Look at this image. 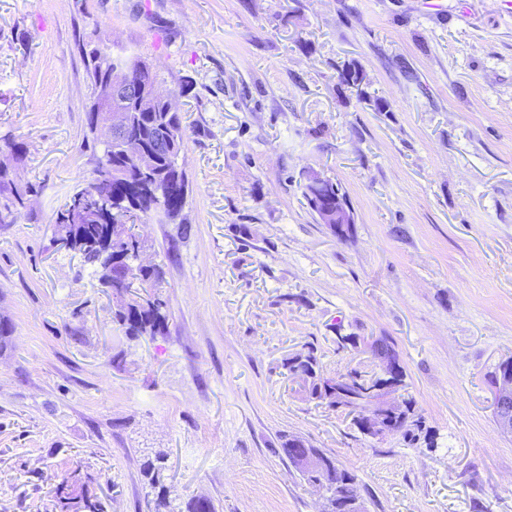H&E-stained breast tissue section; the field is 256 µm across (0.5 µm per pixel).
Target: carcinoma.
<instances>
[{
  "label": "carcinoma",
  "instance_id": "obj_1",
  "mask_svg": "<svg viewBox=\"0 0 512 512\" xmlns=\"http://www.w3.org/2000/svg\"><path fill=\"white\" fill-rule=\"evenodd\" d=\"M78 49L89 78V90L93 92L97 85L111 80L114 64L125 65V77L140 90V95L124 104L131 115L124 137L137 142L151 155L152 164L143 169L117 147L104 145L95 156L87 186L73 193L64 208L57 212L55 224L60 238L74 239L72 250L96 268L103 286L112 289L115 319L125 335L130 339L162 335L168 328L167 315L162 312L164 301L158 298L143 304L127 298L134 282L151 283L159 278L156 267L139 262L142 241L128 223L142 217L150 218L160 204L170 221H176L181 215L187 198L186 176L178 164L185 147L183 115L152 96L160 75L147 58L139 54L112 52L96 28L79 37ZM105 114L101 103L87 107V134L93 133L94 125ZM0 142L15 156L17 163L25 161L26 143L11 134L0 136ZM338 191L339 186L327 180L316 187L304 188L303 195L309 208L315 212L319 202L336 199ZM40 192V184L27 182L19 185L14 179V169L0 165V224L15 223L27 210L26 199ZM367 348L375 355L400 360L394 344L386 337L372 340L367 343ZM303 355L305 360L300 363L292 357L284 359L282 367L287 370L288 378L299 385L306 400H327L330 406L342 408L350 414L362 406L354 371L343 375L345 383L339 388L337 401L332 402L315 348L308 347ZM394 420L408 444L434 447L431 428L426 426L425 419L417 411L413 397L402 396L401 409ZM322 458L325 476L333 485V494L345 493L346 482H357L356 476L338 464L336 459L325 453ZM166 460L167 454L160 450L143 454L141 473L152 495V512H214L213 503L205 497L192 498L183 506L176 503L164 480ZM57 494L61 512H104L100 499L76 474L62 481Z\"/></svg>",
  "mask_w": 512,
  "mask_h": 512
}]
</instances>
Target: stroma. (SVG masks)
<instances>
[{"instance_id":"35a3bbf8","label":"stroma","mask_w":512,"mask_h":512,"mask_svg":"<svg viewBox=\"0 0 512 512\" xmlns=\"http://www.w3.org/2000/svg\"><path fill=\"white\" fill-rule=\"evenodd\" d=\"M443 2L0 0V135L28 147L18 182L43 187L0 224V512H59L74 471L105 512H149L150 448L179 501L319 512L284 433L354 472L367 512H512L488 380L512 358V8ZM96 27L154 64L188 124L182 224L134 227L163 269L138 294L169 330L134 341L56 242L94 165L76 41ZM312 170L345 192L348 238L308 207ZM343 336L394 342L434 449L298 393L282 361L307 346L326 376L372 370Z\"/></svg>"}]
</instances>
